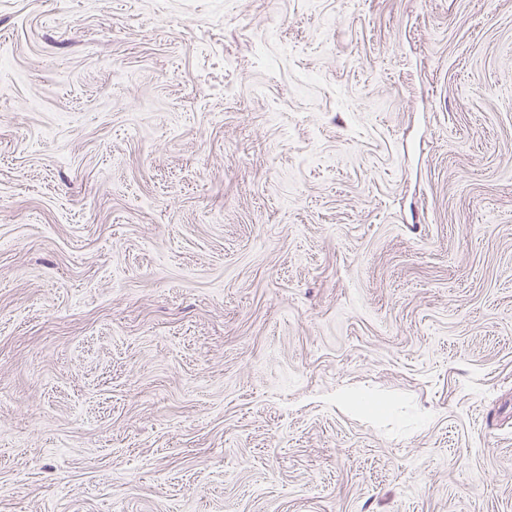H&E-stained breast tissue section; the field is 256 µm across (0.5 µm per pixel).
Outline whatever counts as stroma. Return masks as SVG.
<instances>
[{
	"mask_svg": "<svg viewBox=\"0 0 512 512\" xmlns=\"http://www.w3.org/2000/svg\"><path fill=\"white\" fill-rule=\"evenodd\" d=\"M1 56L0 512H512V0H0Z\"/></svg>",
	"mask_w": 512,
	"mask_h": 512,
	"instance_id": "35a3bbf8",
	"label": "stroma"
}]
</instances>
